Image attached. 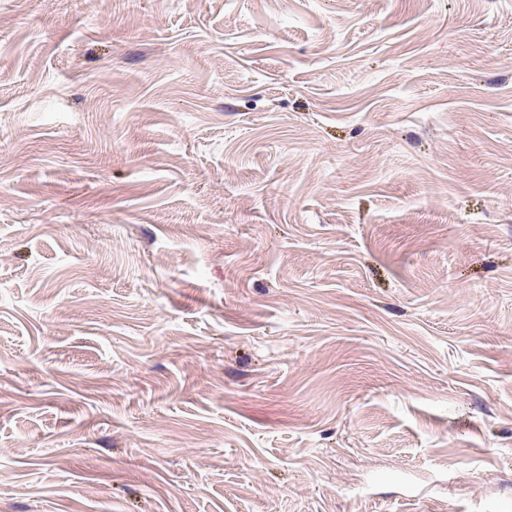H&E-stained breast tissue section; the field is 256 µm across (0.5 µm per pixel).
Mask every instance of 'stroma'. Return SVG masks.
<instances>
[{
    "mask_svg": "<svg viewBox=\"0 0 512 512\" xmlns=\"http://www.w3.org/2000/svg\"><path fill=\"white\" fill-rule=\"evenodd\" d=\"M0 512H512V0H0Z\"/></svg>",
    "mask_w": 512,
    "mask_h": 512,
    "instance_id": "obj_1",
    "label": "stroma"
}]
</instances>
